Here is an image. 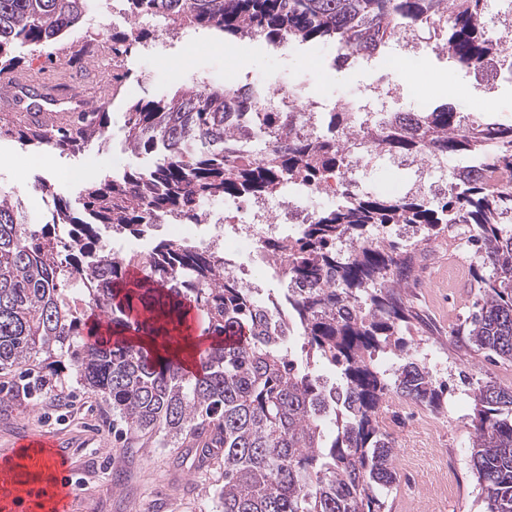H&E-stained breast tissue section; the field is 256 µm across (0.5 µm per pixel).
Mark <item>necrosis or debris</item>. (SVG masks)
Listing matches in <instances>:
<instances>
[{"instance_id":"1","label":"necrosis or debris","mask_w":512,"mask_h":512,"mask_svg":"<svg viewBox=\"0 0 512 512\" xmlns=\"http://www.w3.org/2000/svg\"><path fill=\"white\" fill-rule=\"evenodd\" d=\"M421 32V26L415 24L400 28L386 54L388 71L370 86L368 95L362 98L340 95L330 107L300 84L286 83L270 93L265 89L264 80L253 73H246L240 81L225 77L222 84L225 94L248 97L254 111L289 116L300 134L310 139L325 134L327 111L345 112L350 117L345 129L349 138L345 159L320 182L294 178L283 181L269 196L235 194L224 198L218 207L201 205L199 224H207L212 230L204 242L205 247L223 252L226 272L245 287L262 288L258 268L276 264V245L293 239L305 225L318 220L320 203L332 206L339 200L351 201L382 191L395 199L414 191L428 201L447 194V160L430 153L417 159L409 156L379 158L369 151L358 134L360 127L372 123L384 122L390 128H400L418 119L424 111L425 105L420 100L412 101L407 111L382 106L385 98L395 96L398 91L391 80V71L411 70L418 64L422 54ZM404 169L412 171V178L404 182L394 180V173ZM385 174L393 178L387 189L383 188L381 180ZM244 249L251 256L247 264L238 260Z\"/></svg>"}]
</instances>
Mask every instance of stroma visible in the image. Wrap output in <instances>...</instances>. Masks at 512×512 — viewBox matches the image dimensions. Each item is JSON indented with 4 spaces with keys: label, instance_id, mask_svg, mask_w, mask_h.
<instances>
[{
    "label": "stroma",
    "instance_id": "stroma-1",
    "mask_svg": "<svg viewBox=\"0 0 512 512\" xmlns=\"http://www.w3.org/2000/svg\"><path fill=\"white\" fill-rule=\"evenodd\" d=\"M141 26L150 35L165 37L155 58H144L140 47L113 58L112 27L105 16L89 18L60 45L24 50L16 75L82 86L86 108L104 107L111 118L105 146L94 143L74 152L32 151L0 136V188L23 199L32 222L45 219L49 197L75 205L86 181L152 165V156L125 145V113L131 104L173 93L198 76L223 82L224 46L208 41L193 51L176 27L160 31L152 18L142 19ZM334 50V45L319 43L277 47L261 37L241 54L244 70L266 75L269 87H278L284 78L300 81L328 99L360 94L382 71L375 63L336 74L330 67ZM421 74L429 79V106L448 103L462 109L477 97L484 99L486 111L512 122L511 75L491 79L487 90L470 86L467 72L428 43L418 71L392 76L401 86V104L415 94ZM40 180L47 182L49 193L35 191ZM416 262L429 266V284L404 292L420 317L406 343L415 357L432 354L434 372L447 382L448 392L437 411L393 393L386 396L379 421L397 448L392 461L396 479L378 488L376 496L384 512H484L469 461L473 390L490 377L512 385V363L488 362L462 343L459 331L478 290L471 277L475 259L456 233L429 239ZM53 391L88 404V411L59 425L48 421L44 395L26 399L17 392L1 393L0 447L14 443L24 431L68 440L74 462L84 470L85 482L75 492L77 512H215L214 491L224 483L219 466H199L184 445L162 448L138 434L114 436L111 405L85 389L70 370L58 372Z\"/></svg>",
    "mask_w": 512,
    "mask_h": 512
}]
</instances>
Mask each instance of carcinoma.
Segmentation results:
<instances>
[{"label":"carcinoma","mask_w":512,"mask_h":512,"mask_svg":"<svg viewBox=\"0 0 512 512\" xmlns=\"http://www.w3.org/2000/svg\"><path fill=\"white\" fill-rule=\"evenodd\" d=\"M134 20L160 17L183 28L218 31L227 41L255 31L276 44L318 41L362 54L394 38L399 22L448 15L436 47L465 70L490 57L512 74V49L489 26L486 0H121ZM91 0H0V71L22 49L50 46L80 27ZM250 107L222 91L192 84L171 96L140 100L126 112L127 145L155 156L145 170L88 182L81 209L56 200L45 223H24L17 200L0 191V369H21L45 356L49 372L69 363L89 391L112 405L118 432L186 443L202 466L224 467L217 512H375V489L393 482V439L379 411L389 391L439 410L442 385L406 353L399 338L418 319L400 293L415 277L420 243L450 224H467L480 254L479 293L465 318L466 347L488 361L512 362V123L470 121L444 104L422 113L413 135L379 125L361 130L377 154L434 151L468 158L448 170L451 188L436 202L367 195L338 204L280 246L282 280L299 284L263 298L224 275V255L161 240L143 254L105 250L100 227L144 234L160 217L197 220L199 203L238 192L271 194L283 180H319L342 165L346 137H300L276 123L275 156L264 167L224 155L227 110ZM107 113L93 111L69 127L47 124L3 130L24 146L65 151L102 142ZM495 151L493 170L472 181L466 170ZM70 226L68 236L58 226ZM414 224L412 240L378 235ZM357 243L351 253L341 239ZM139 269L145 280H135ZM207 316L215 341L189 371L180 360L128 340L149 335L175 343L186 309ZM307 362L291 355L294 331ZM393 347L402 363L394 383L371 363ZM339 373L330 386L315 369ZM470 465L485 512H512V386L489 380L474 390Z\"/></svg>","instance_id":"1"}]
</instances>
